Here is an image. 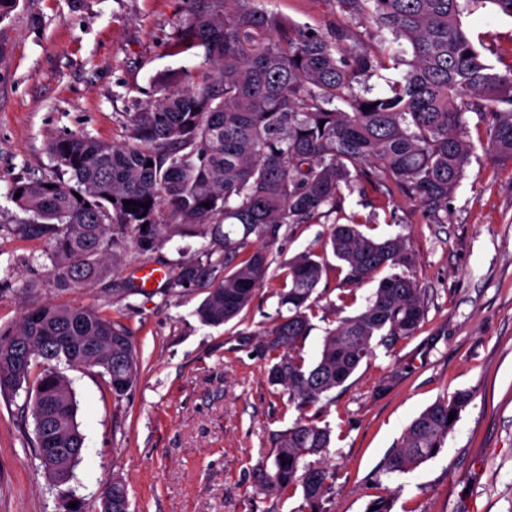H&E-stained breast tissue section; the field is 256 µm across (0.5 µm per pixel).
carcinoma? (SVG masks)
<instances>
[{"label":"carcinoma","instance_id":"1","mask_svg":"<svg viewBox=\"0 0 512 512\" xmlns=\"http://www.w3.org/2000/svg\"><path fill=\"white\" fill-rule=\"evenodd\" d=\"M337 2L342 14L317 32L259 0H186L176 48L204 50V63L185 71L187 86L126 113L122 144L56 139L55 171L10 190L29 214L14 232L48 244L55 287L86 288L112 276L130 239L142 251L159 247L174 234L159 221L163 209L181 227L216 219L210 235L219 257L212 259L211 249L205 261L183 263L168 290L203 289L195 315L220 327L251 305L268 275L261 248L228 266L250 235L271 240L285 224L335 212L344 191L364 181L429 212L447 207L472 153V114L491 149L512 159V65L504 74L495 70L486 59L493 47L471 38L462 20L471 0ZM370 23L375 33H358ZM384 30L408 50L387 53ZM386 58L400 71L389 90L357 91ZM126 200L139 206L126 207ZM329 253L344 305L359 285L387 275L358 314L326 331L308 363L302 344L319 311L314 293L333 270ZM414 264L402 236L374 237L356 223L334 225L321 251L284 264L278 308L285 313L257 347L268 356V384L288 391L297 417L273 434L272 461L259 477L281 496L302 491L298 512H328L334 478L322 461L331 429L308 412L373 357L374 340L385 345L415 334L426 305ZM60 355L72 367L108 375L117 397L133 385L139 363L130 332L90 307L39 304L0 337V395L26 392V408L39 418L35 456L57 486L73 478L84 444L75 393L57 369ZM37 361L42 370L33 378ZM471 401V392L460 390L424 409L405 428L386 471L405 474L437 456L455 426L449 413L459 418ZM102 500L103 512H129L119 481L104 488Z\"/></svg>","mask_w":512,"mask_h":512}]
</instances>
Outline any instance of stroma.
Returning a JSON list of instances; mask_svg holds the SVG:
<instances>
[{"label": "stroma", "instance_id": "stroma-1", "mask_svg": "<svg viewBox=\"0 0 512 512\" xmlns=\"http://www.w3.org/2000/svg\"><path fill=\"white\" fill-rule=\"evenodd\" d=\"M260 5L319 31L337 11L336 0ZM186 14L185 0H17L0 21V330L38 304L90 306L124 324L140 358L121 397L96 370L61 365L84 437L65 486L53 485L34 458V422L23 397L0 396V512H56L69 489L87 512H102L101 492L116 477L130 512H298L301 494L286 498L259 483L272 434L296 412L287 391L268 385L267 359L243 336L275 323L280 265L319 250L335 222L354 218L373 236L407 239L427 312L413 337L377 346L320 401L332 429L331 512H366L380 499L392 500V512H512V161L488 149L482 130L470 128V163L439 216L368 185L347 194L341 211L282 227L276 240L249 237L244 252L264 247L271 275L251 306L218 328L195 314L201 290L170 293L140 282L143 269L174 271L200 258L213 245L207 225L145 253L129 248L110 281L68 291L46 280L45 242L12 234L25 214L10 188L51 174L55 139L124 142L125 113L162 96L158 77L203 62L201 49L173 50ZM464 20L475 43L493 45L489 63L506 72L512 17L488 0ZM339 286L332 273L317 290L306 361L318 355L326 329L360 311L377 283H363L354 303L340 309ZM459 390L473 399L442 452L410 473L386 472L409 423Z\"/></svg>", "mask_w": 512, "mask_h": 512}]
</instances>
